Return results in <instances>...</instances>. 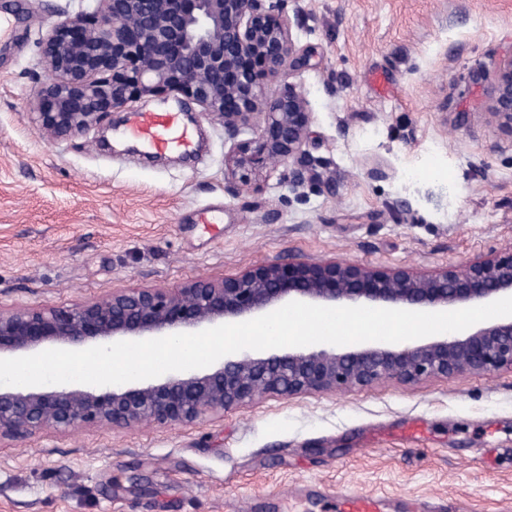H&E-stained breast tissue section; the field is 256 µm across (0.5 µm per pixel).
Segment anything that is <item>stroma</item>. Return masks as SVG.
<instances>
[{"label": "stroma", "mask_w": 512, "mask_h": 512, "mask_svg": "<svg viewBox=\"0 0 512 512\" xmlns=\"http://www.w3.org/2000/svg\"><path fill=\"white\" fill-rule=\"evenodd\" d=\"M94 0H0V308L220 281L285 259L431 274L512 250V130L488 112L512 57V0H286L310 68L309 173L224 180V127L191 152L59 140L34 123L40 42ZM512 512V371L267 396L207 422L45 431L0 443V512ZM342 512H381V499L364 492H346L340 496Z\"/></svg>", "instance_id": "1"}]
</instances>
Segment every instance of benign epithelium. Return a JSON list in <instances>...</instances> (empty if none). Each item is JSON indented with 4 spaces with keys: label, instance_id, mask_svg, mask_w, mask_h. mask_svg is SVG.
<instances>
[{
    "label": "benign epithelium",
    "instance_id": "benign-epithelium-1",
    "mask_svg": "<svg viewBox=\"0 0 512 512\" xmlns=\"http://www.w3.org/2000/svg\"><path fill=\"white\" fill-rule=\"evenodd\" d=\"M97 2L94 15L66 16L41 42L48 79L34 92V110L42 131L64 139L138 99L184 97L223 123L232 142L224 159L229 182H248V172L268 162L291 165L293 181L304 180L312 113L295 88L271 84L286 70L308 68L313 53L294 42L284 0ZM490 114L512 130V56L496 75ZM247 131L251 137L240 138ZM505 297H512V252L423 276L335 261L275 262L219 283L120 288L72 307L0 309V359L186 333L268 314L286 299L445 312ZM503 369L512 370V316L407 347L240 351L209 370L135 386L0 388V439L85 426L194 424L270 394L288 398L384 379L415 383Z\"/></svg>",
    "mask_w": 512,
    "mask_h": 512
}]
</instances>
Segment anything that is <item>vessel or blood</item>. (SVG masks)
Instances as JSON below:
<instances>
[{
  "mask_svg": "<svg viewBox=\"0 0 512 512\" xmlns=\"http://www.w3.org/2000/svg\"><path fill=\"white\" fill-rule=\"evenodd\" d=\"M128 136L151 151L163 153L188 150L194 139L193 132L184 127L175 112L136 113L128 129ZM343 512H379L380 498L359 491L341 496Z\"/></svg>",
  "mask_w": 512,
  "mask_h": 512,
  "instance_id": "obj_1",
  "label": "vessel or blood"
}]
</instances>
